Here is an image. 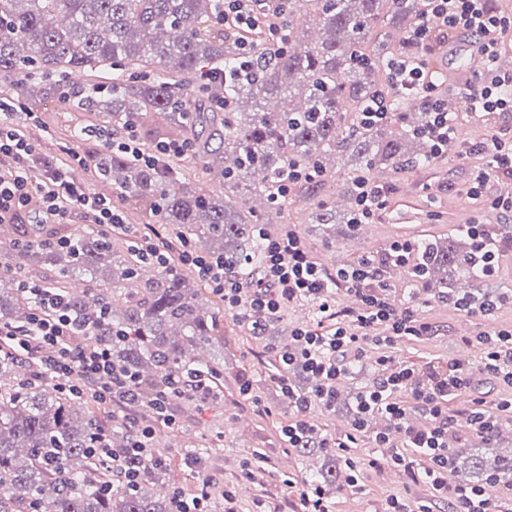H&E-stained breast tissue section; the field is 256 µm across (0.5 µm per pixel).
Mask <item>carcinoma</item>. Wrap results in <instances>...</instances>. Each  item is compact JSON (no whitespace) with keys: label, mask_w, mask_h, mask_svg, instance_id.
Masks as SVG:
<instances>
[{"label":"carcinoma","mask_w":512,"mask_h":512,"mask_svg":"<svg viewBox=\"0 0 512 512\" xmlns=\"http://www.w3.org/2000/svg\"><path fill=\"white\" fill-rule=\"evenodd\" d=\"M296 2H288L284 48L273 51L254 37V56L272 53L273 64L240 72V35L217 24L221 0H0V71L24 74L21 97L29 101L35 84L51 91L74 71L110 69L109 85L78 100L82 109L101 114L99 128L160 118L186 132L203 120L178 105L185 99L182 78L210 64L224 67L229 109L220 125L194 139L196 153L223 167L224 198L117 151L98 153L95 168L144 223L160 224L223 257L227 270L247 280L262 261L264 216L281 210L273 182L288 165L324 175L333 155H347L353 170L364 172L435 163L414 133L427 113L399 134L392 122L366 124L361 115L378 88L382 62L366 46L368 36L412 28L425 11L423 0H304L323 30L314 42L306 39L307 17ZM254 199L261 207L252 205ZM313 223H336L334 202L323 204ZM22 252L47 262L57 282L82 276L101 286L66 297L80 322L99 319L112 328V358L138 375L143 397L155 384L189 374L219 393L224 363L201 353L224 345V304L205 297L203 282L191 288L176 266L161 267L133 247L117 257L112 237L103 234L72 233L67 247L34 239ZM490 278L472 238L416 243L410 282L440 302L477 307L493 301L494 295L461 287ZM21 280L9 268L0 274L4 325L23 326L36 310ZM116 299L122 300L119 308ZM2 377L8 382L0 384V512H171L170 495L155 499L146 491V481L163 477L164 465L139 460L137 484L112 487L111 473L90 454L116 441L127 444L128 421L106 429L101 407L60 391L44 370L25 365L7 347L0 349ZM456 468L471 482L490 476L507 481L512 458L489 464L472 454Z\"/></svg>","instance_id":"cac0c4a2"}]
</instances>
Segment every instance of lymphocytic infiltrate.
I'll return each instance as SVG.
<instances>
[{
  "label": "lymphocytic infiltrate",
  "mask_w": 512,
  "mask_h": 512,
  "mask_svg": "<svg viewBox=\"0 0 512 512\" xmlns=\"http://www.w3.org/2000/svg\"><path fill=\"white\" fill-rule=\"evenodd\" d=\"M288 0H224L220 21L225 28L246 34L259 32L268 45L283 44ZM512 34V12L492 6L491 0H426L423 19L410 31L408 41L417 51L392 59L385 68V83L364 109V121L385 123L395 116L396 97H411L429 120L417 134L426 140L432 156H441L460 125L461 116L485 120L489 116L512 114V73L500 71L495 62L506 38ZM481 42L482 53L475 61L474 80L461 93L463 113L449 111L428 64L434 41ZM20 104L0 103V224H63L71 213L82 223L108 235L121 230L131 233L136 249L158 264L177 263L193 268L202 280L224 300V307L242 319L259 311L267 319L279 318L288 306L308 301L314 304L317 321L295 327V344L278 350L284 370L276 384L298 412L282 429L283 441L291 448H327L351 457L360 442L371 441L386 449L381 458L369 459L373 469L399 467L413 485L424 486V498L391 497L385 512H433L432 502L448 503L451 512H512V480L487 479L470 484L449 479L453 458L448 434L466 426L483 438L496 434L500 419L512 416V398L495 402L471 397L462 409L453 411L450 400L470 389L472 373L468 362L449 361L421 373L414 364L396 360L392 348L397 341L430 336L433 327L410 307L396 306L389 294L387 273L394 266L411 265L412 242L393 241L386 248L367 255L347 268L332 271L314 257L295 228L266 237L264 258L256 276L241 281L225 272L222 259L213 257L200 245L182 238H164L153 226L128 222L124 206L112 200L110 192L95 190L69 177L70 164L87 165L77 145L96 139L113 150L131 155L148 167L165 159H188L194 154L190 140L158 143L153 151L140 148L137 125L125 121L119 129L97 131L86 127L72 134L60 149L70 159L58 163L20 126ZM471 154L481 157L469 183L470 198L483 197L490 172L512 181V146L502 139L500 129L490 127L487 140L472 146ZM26 292L40 300L29 325L24 328L0 325V344L7 343L28 356L71 394L90 395L103 404L141 406L149 422L132 419L131 441L124 448H99L96 456L109 466L113 478L135 485L140 472L131 466L134 458H153L151 440L154 425L174 426L172 385L156 386L150 402H142V387L135 373L112 360V337L101 334L93 343L83 340V328L72 316L66 298L33 281ZM353 292L362 302L358 308L340 307L339 291ZM483 371L512 387V328L479 334ZM375 366L372 381L355 395L354 418L348 432L340 435L320 432L302 415L312 405L332 408L336 404V382L351 374L362 360ZM302 370L313 382L311 391L294 389L288 370ZM416 409L429 422L427 428L409 425V409ZM381 414L404 425V449L390 447L386 433L372 430L370 420Z\"/></svg>",
  "instance_id": "f902f5d3"
}]
</instances>
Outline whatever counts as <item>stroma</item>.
I'll return each instance as SVG.
<instances>
[{
    "instance_id": "obj_1",
    "label": "stroma",
    "mask_w": 512,
    "mask_h": 512,
    "mask_svg": "<svg viewBox=\"0 0 512 512\" xmlns=\"http://www.w3.org/2000/svg\"><path fill=\"white\" fill-rule=\"evenodd\" d=\"M39 125L44 133L42 146L69 140L71 131L96 123L95 114L78 108L75 101L61 93L47 94L38 108ZM487 137L483 122L465 120L457 136L439 162L429 168L408 167L392 171L380 169L371 173L373 182L387 186L388 203L367 228L348 230L346 224H331L319 230L312 224L311 214L321 203L339 197H352L355 176L345 159H337L331 175L309 193L288 198L280 213L269 214L270 232L292 225L301 233L317 260L334 270L353 264L361 257L378 251L395 240L414 242L456 234L470 224H484L489 218L512 225V211L490 209L486 201L468 197L467 187L479 161L468 154L470 146ZM395 304L416 309L419 316L431 323L435 333L424 341L403 340L393 347L397 359L419 367L445 363L452 359L469 361L473 371L474 391L494 400L512 394L497 380L481 370L480 351L468 345L467 335L493 328L512 326V239L499 243L497 274L487 282V290L507 293L493 316L466 313L440 303L408 280H392ZM312 304L302 303L284 309L279 319L267 322L260 332H253L233 312L224 314V347L207 350V357H223L224 382L221 399L198 407L190 400H179L173 412L177 428L157 427L153 445L161 455L167 473L162 482L148 484L151 495L159 496L178 489L186 498L208 489V512H224L225 491L235 492L238 512H291L297 487L305 476L320 469L326 462L325 450L302 456L287 447L281 429L296 409L279 392L274 378L282 368L273 348L290 342L292 329L300 322H313ZM370 365H358L340 382L335 407L327 409L312 405L310 422L322 432L345 433L352 420L354 396L360 386L373 376ZM253 385L251 396L240 391L242 379ZM259 460L264 471L252 493L240 495L243 485L241 467L250 460ZM211 487H204V480ZM365 493L354 494L345 486L329 485L325 493L331 512H381L388 496L419 497L424 488L408 483L404 471L364 468Z\"/></svg>"
}]
</instances>
